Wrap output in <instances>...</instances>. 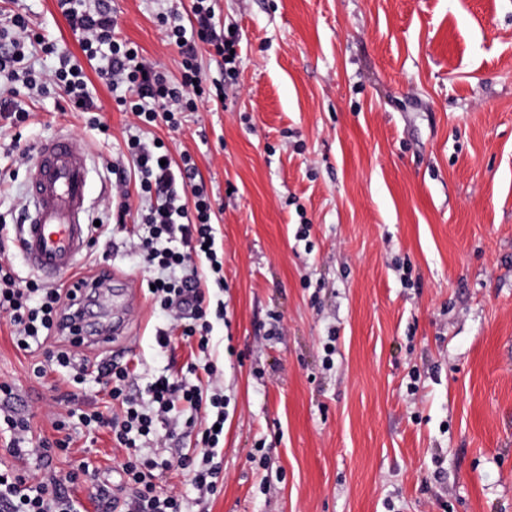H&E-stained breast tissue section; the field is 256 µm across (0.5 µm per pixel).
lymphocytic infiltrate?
I'll use <instances>...</instances> for the list:
<instances>
[{
	"label": "lymphocytic infiltrate",
	"instance_id": "1",
	"mask_svg": "<svg viewBox=\"0 0 512 512\" xmlns=\"http://www.w3.org/2000/svg\"><path fill=\"white\" fill-rule=\"evenodd\" d=\"M58 6L78 34L87 59L100 61V77L112 88H123L117 105L134 117L136 125L163 124L174 131L183 113L198 111L207 95L198 61L199 44L211 46L220 56L225 78L236 79L239 73L240 35L217 19L213 0H192V15L187 21L174 11L158 15L165 37L177 45L181 57L180 78L175 82L160 66L146 61L137 45L119 38L117 19L106 0H58ZM34 45L59 60L48 82L63 91L66 111H95L81 65L57 44L40 39L26 14L14 13L0 26V73L8 72L21 78L24 86H31L26 49ZM125 146L132 167L112 166L115 195L99 225L91 226V236L96 239L124 229L130 217H137L145 233L131 243L130 251L149 270V296L164 317L154 334L157 347L168 349L178 334L184 340L196 341L200 352H207L211 321L224 317L223 305H212L209 284L197 265L198 259H206L217 275L214 283L223 285L211 197L205 183L197 178L190 153L173 155L166 145L137 135L128 138ZM132 174L139 180L134 192L128 189ZM136 198L144 200L143 208L133 209ZM75 298L67 280L52 284L36 278L22 280L10 260L0 259V316L12 326L18 349L26 351L40 340L62 335L63 316ZM95 369L111 400L108 410L79 409V395L72 392L68 395L71 409L56 414L53 426L58 431L68 429L75 418L91 429L109 430L126 452L124 461L106 477L85 463L66 478L53 474L37 482L22 472L0 471V512H80L64 487L81 475L90 480L102 512H110L123 491L128 494L127 512H190V498L203 501L220 492L224 478L219 444L229 401L211 363L189 364L183 376H155L141 392L132 388L128 364L111 360L97 364ZM201 371L207 376L203 384L193 380ZM0 422L10 434L9 450L15 456H32L46 463L52 451L69 449L66 438H34L28 419L6 412L0 414ZM180 425L195 431L196 443L172 461L160 449ZM173 467L182 471L189 492L157 489L156 473Z\"/></svg>",
	"mask_w": 512,
	"mask_h": 512
}]
</instances>
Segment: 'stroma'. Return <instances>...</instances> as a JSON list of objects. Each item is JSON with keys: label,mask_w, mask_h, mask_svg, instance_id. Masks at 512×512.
<instances>
[{"label": "stroma", "mask_w": 512, "mask_h": 512, "mask_svg": "<svg viewBox=\"0 0 512 512\" xmlns=\"http://www.w3.org/2000/svg\"><path fill=\"white\" fill-rule=\"evenodd\" d=\"M192 0H111L121 36L180 77L156 20ZM73 56L57 0H0ZM238 28L235 82L208 48L199 62L224 99L152 128L189 151L213 193L224 250L222 321L210 360L229 398L224 487L194 512H512V0H215ZM101 134L58 109L60 89L22 90L31 118L0 132V219L27 198L18 146L67 126L89 153V206L112 194L108 164L133 134L86 67ZM124 232L88 242L128 308L115 344L141 386L184 374L196 345L154 341L163 319ZM112 301V302H115ZM112 302L91 305L107 313ZM0 318L7 405L52 435L67 392L33 368ZM336 352L324 350L328 334ZM51 467L124 458L105 431L70 429ZM269 465L249 457L259 445Z\"/></svg>", "instance_id": "1"}]
</instances>
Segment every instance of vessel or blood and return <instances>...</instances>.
<instances>
[{
  "label": "vessel or blood",
  "mask_w": 512,
  "mask_h": 512,
  "mask_svg": "<svg viewBox=\"0 0 512 512\" xmlns=\"http://www.w3.org/2000/svg\"><path fill=\"white\" fill-rule=\"evenodd\" d=\"M26 178L23 255L33 272L54 281L87 247V155L69 135L53 134L37 143Z\"/></svg>",
  "instance_id": "1"
}]
</instances>
